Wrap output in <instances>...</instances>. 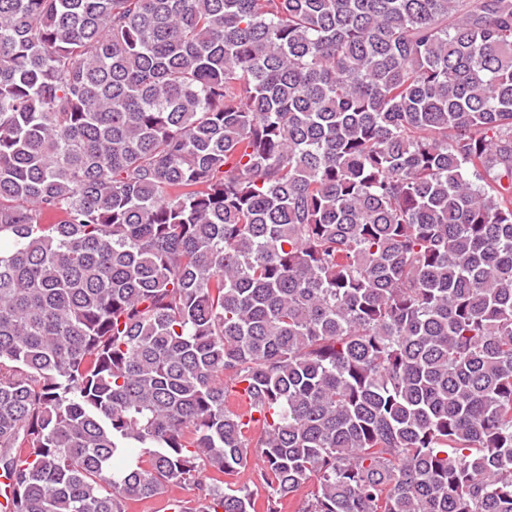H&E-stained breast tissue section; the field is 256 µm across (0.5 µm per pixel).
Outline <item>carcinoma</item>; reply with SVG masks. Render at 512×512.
Returning <instances> with one entry per match:
<instances>
[{"label": "carcinoma", "instance_id": "1", "mask_svg": "<svg viewBox=\"0 0 512 512\" xmlns=\"http://www.w3.org/2000/svg\"><path fill=\"white\" fill-rule=\"evenodd\" d=\"M2 242L0 512H512V0H0ZM167 496L156 498L145 503H133L128 512H169L166 511V502L168 496H175L189 500L195 496L196 490L192 485H175L167 490Z\"/></svg>", "mask_w": 512, "mask_h": 512}]
</instances>
